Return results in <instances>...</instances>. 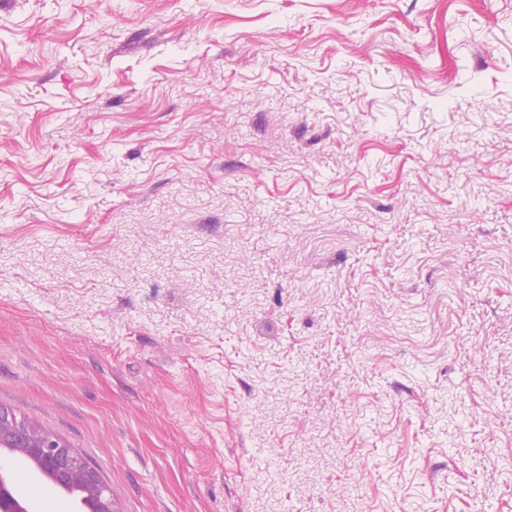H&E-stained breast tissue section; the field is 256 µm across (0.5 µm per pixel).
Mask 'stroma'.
Masks as SVG:
<instances>
[{"mask_svg": "<svg viewBox=\"0 0 512 512\" xmlns=\"http://www.w3.org/2000/svg\"><path fill=\"white\" fill-rule=\"evenodd\" d=\"M0 406L117 512H512V0H0Z\"/></svg>", "mask_w": 512, "mask_h": 512, "instance_id": "1", "label": "stroma"}]
</instances>
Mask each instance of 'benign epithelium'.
<instances>
[{
  "instance_id": "obj_1",
  "label": "benign epithelium",
  "mask_w": 512,
  "mask_h": 512,
  "mask_svg": "<svg viewBox=\"0 0 512 512\" xmlns=\"http://www.w3.org/2000/svg\"><path fill=\"white\" fill-rule=\"evenodd\" d=\"M31 460L45 475L83 492L87 512H116L112 497L96 470L84 463L65 440L33 424L17 425L11 412L0 406V451ZM0 512H28L14 496L9 477L0 471Z\"/></svg>"
}]
</instances>
